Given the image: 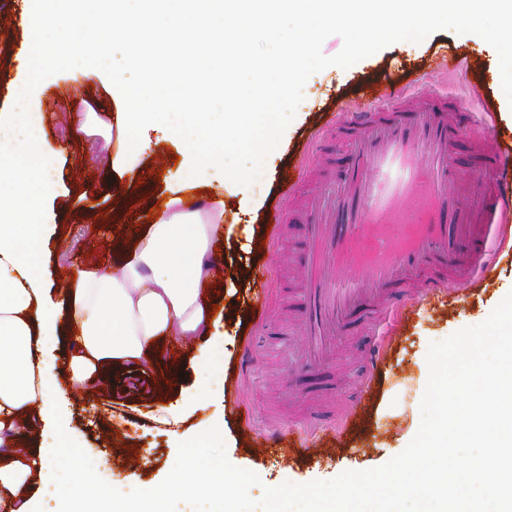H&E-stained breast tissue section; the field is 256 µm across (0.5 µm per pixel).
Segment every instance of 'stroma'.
Instances as JSON below:
<instances>
[{
  "mask_svg": "<svg viewBox=\"0 0 512 512\" xmlns=\"http://www.w3.org/2000/svg\"><path fill=\"white\" fill-rule=\"evenodd\" d=\"M24 7L23 0H0V112L10 110L12 88L23 76L22 52L28 40L22 22ZM463 58L468 61L466 68L435 74L439 62ZM499 62L497 46L477 48L465 27L437 25L429 27L414 47L386 40L343 71L307 78V103L263 190L262 209H254L250 199L240 195L226 199V215L237 223L228 241L217 245L225 265L222 279L210 291L220 307L219 331L230 356L226 402H207L188 416L180 426L182 440L177 443L155 412L158 405L180 398L179 389L169 387L163 371L144 374L126 368L113 372L99 388L71 391L74 434L97 459L100 484H171L168 460L180 454L182 445L198 442L202 425L220 414L226 430L224 475L229 482L252 481L253 493L262 501L288 482L323 493L339 491L347 475L372 468L393 454L402 426L400 419L380 415L379 404L386 394H394L398 408H413L426 420L432 418L436 405L448 403L452 372L473 365L465 352L469 337L505 320L502 301L512 293V240L483 275L464 281L453 271L442 290L418 292L411 313L397 325L370 384L359 425L327 439L326 450L318 453L295 451L285 460L276 455L260 457L253 451L257 434L289 423L302 424L315 405L314 400L287 388L289 352L298 332L296 255L305 233L303 225L285 224L278 236L277 264L268 271L279 283L271 327L255 329L250 302L256 290L255 273L262 262V244L269 239L267 210L283 200L282 173L324 124L326 113L357 103L371 78L421 94L439 88L468 97L470 111L492 112L499 143L511 147L512 117L504 113L500 90L491 78ZM32 103L49 116L46 132L50 143L64 148L60 168L63 195L56 203L58 243L49 258L52 279L62 282L72 266L85 261L111 271L112 248L104 225L117 221L125 224L128 233H135L140 210L166 193L168 176L178 171L175 158L180 150L162 133H152V150L123 175L113 173L102 160L101 139L81 130L86 113L108 119L126 107L104 75L89 82L77 69L58 64L35 88ZM249 340L258 357L245 373L241 361ZM431 352L446 359L450 371L448 377L434 383L423 378L421 367ZM248 411L253 414L249 428L243 422ZM112 430L120 435L114 445L107 439Z\"/></svg>",
  "mask_w": 512,
  "mask_h": 512,
  "instance_id": "stroma-1",
  "label": "stroma"
}]
</instances>
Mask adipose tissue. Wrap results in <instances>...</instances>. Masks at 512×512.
<instances>
[{
    "label": "adipose tissue",
    "instance_id": "obj_1",
    "mask_svg": "<svg viewBox=\"0 0 512 512\" xmlns=\"http://www.w3.org/2000/svg\"><path fill=\"white\" fill-rule=\"evenodd\" d=\"M23 20L29 39L25 76L13 90L10 111L0 113V175L20 168L27 177L0 179L20 211L0 207V512H249L244 487L224 479V420L201 431L170 464L174 484H99L97 463L70 439V386L88 388L113 370L147 372L169 363L172 336L201 341L195 382L180 404L166 407L171 423L224 391L228 362L221 318L202 285L222 275L211 258L223 238L224 198L247 196L268 176L289 140L293 106L304 77L324 67L317 40L329 26L351 33L350 55L373 51L379 40L413 43L431 25L465 19L471 41L512 46V0H34ZM79 35L67 54L65 32ZM66 61L87 78L109 77L127 102L103 121L87 113L84 129L112 145L113 172L152 146L163 131L188 162L135 235L110 226L112 273L84 263L53 292L46 255L61 195V152L45 136L47 116L31 102L47 70ZM252 109L234 111L244 91ZM219 174L221 192L208 207L191 193ZM512 363L488 365L459 408L433 428L410 419L399 448L428 441L430 450L402 459L392 473L352 474L349 493L307 506L308 492L281 489L273 512H386L405 500V512H512V394L504 380ZM68 458H61V449ZM454 450L464 460L444 470L435 485L413 472L437 466ZM80 479H73V472Z\"/></svg>",
    "mask_w": 512,
    "mask_h": 512
}]
</instances>
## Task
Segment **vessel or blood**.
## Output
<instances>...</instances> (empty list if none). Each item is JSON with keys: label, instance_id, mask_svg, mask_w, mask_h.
Returning <instances> with one entry per match:
<instances>
[{"label": "vessel or blood", "instance_id": "vessel-or-blood-1", "mask_svg": "<svg viewBox=\"0 0 512 512\" xmlns=\"http://www.w3.org/2000/svg\"><path fill=\"white\" fill-rule=\"evenodd\" d=\"M364 98L361 107L329 114L326 127L346 148L338 159L341 177L303 211L299 263L305 275L296 303L301 336L290 364L319 375L320 393L333 387L326 367L338 343L375 335L367 359L377 371L384 336L413 305L411 285L442 287L452 267L487 271L512 233V149L496 147L465 168L456 160L460 139L491 137L489 116L473 123L462 98L437 91L413 104L404 91L372 83ZM315 168L313 153L302 150L282 175L286 193ZM276 295L274 282L262 283L258 322H269ZM361 413L358 407L318 410L311 423L340 430ZM293 436L311 451L312 440L294 426L263 434L260 451H287Z\"/></svg>", "mask_w": 512, "mask_h": 512}]
</instances>
